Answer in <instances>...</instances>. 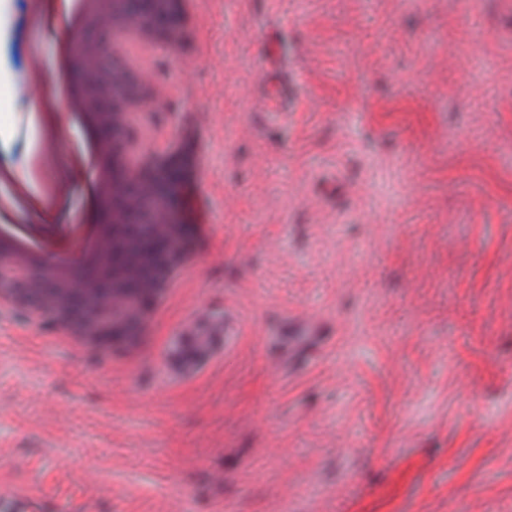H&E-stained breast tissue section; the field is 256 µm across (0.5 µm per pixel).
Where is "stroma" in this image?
Wrapping results in <instances>:
<instances>
[{
  "instance_id": "1",
  "label": "stroma",
  "mask_w": 512,
  "mask_h": 512,
  "mask_svg": "<svg viewBox=\"0 0 512 512\" xmlns=\"http://www.w3.org/2000/svg\"><path fill=\"white\" fill-rule=\"evenodd\" d=\"M165 48L206 133L214 240L136 360L0 310V496L38 512H512V0H203ZM0 44V146L39 148L56 42ZM283 55L261 68L258 29ZM299 102L264 111L266 82ZM232 313L198 372L182 320ZM324 337L289 347L298 321Z\"/></svg>"
}]
</instances>
